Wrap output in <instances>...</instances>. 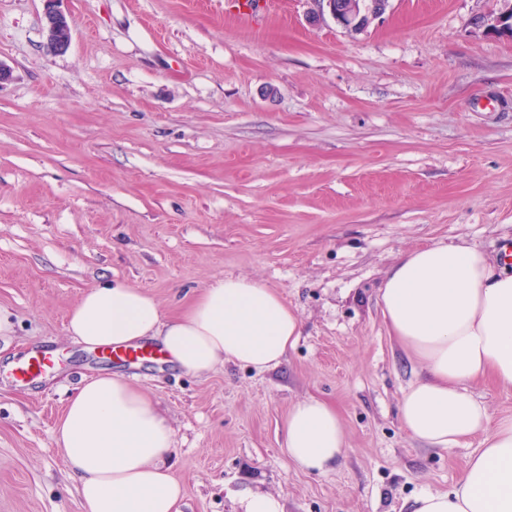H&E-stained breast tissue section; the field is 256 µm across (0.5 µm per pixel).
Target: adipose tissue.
<instances>
[{"label":"adipose tissue","instance_id":"adipose-tissue-1","mask_svg":"<svg viewBox=\"0 0 512 512\" xmlns=\"http://www.w3.org/2000/svg\"><path fill=\"white\" fill-rule=\"evenodd\" d=\"M385 324L423 368L403 392V429L431 448L479 438L450 491L414 496L410 512H512V415L491 420L471 383L512 392V272L466 242H436L399 254L378 291ZM67 330L89 349L157 343L168 364L194 375L232 361L279 366L300 336V319L273 290L243 276L215 279L168 316L141 289L112 282L89 289ZM290 462L306 473L333 468L346 446L336 409L309 397L284 422ZM55 442L79 482L83 512H180L169 472L174 431L124 377L84 380L55 427Z\"/></svg>","mask_w":512,"mask_h":512}]
</instances>
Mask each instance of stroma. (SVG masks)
Returning a JSON list of instances; mask_svg holds the SVG:
<instances>
[{
	"label": "stroma",
	"instance_id": "obj_1",
	"mask_svg": "<svg viewBox=\"0 0 512 512\" xmlns=\"http://www.w3.org/2000/svg\"><path fill=\"white\" fill-rule=\"evenodd\" d=\"M235 0H0V512H83L55 443L69 397L107 368L67 331L91 287L143 289L180 313L215 278L275 290L302 333L277 368L120 373L175 432L181 512H409L460 481L477 441L431 448L398 417L420 365L377 303L397 256L462 239L499 263L512 243V38L475 19L501 0H390L349 36L313 0L264 21ZM62 353L40 381L10 362ZM318 397L342 418L332 470L290 465L283 421ZM63 0H43L46 48L53 54L65 53L71 44V30L67 16L60 9ZM241 512H284L279 498L262 493L244 492L241 494Z\"/></svg>",
	"mask_w": 512,
	"mask_h": 512
}]
</instances>
